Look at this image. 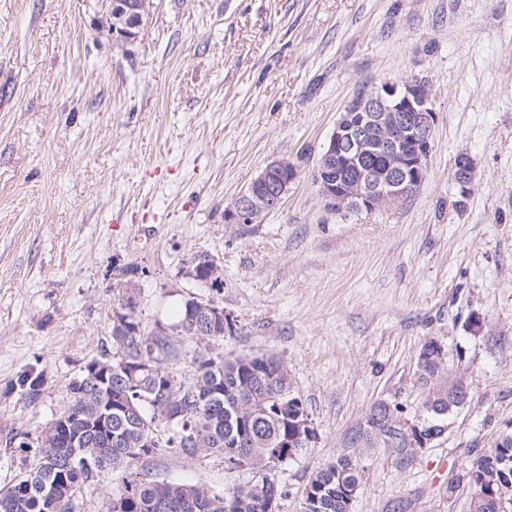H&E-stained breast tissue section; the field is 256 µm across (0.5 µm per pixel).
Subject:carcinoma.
I'll return each mask as SVG.
<instances>
[{
    "instance_id": "cac0c4a2",
    "label": "carcinoma",
    "mask_w": 512,
    "mask_h": 512,
    "mask_svg": "<svg viewBox=\"0 0 512 512\" xmlns=\"http://www.w3.org/2000/svg\"><path fill=\"white\" fill-rule=\"evenodd\" d=\"M390 164L387 155L376 151L364 161L378 174ZM166 328L170 335L157 336L139 322L131 335L111 336L117 359L105 351L81 369L70 384L68 411L35 437L29 469L0 493V512H72L75 498L101 472L127 470L163 448H174L187 458L219 453L265 474L230 494L146 474L125 477L107 512H260L262 499L282 497L266 466L277 452H285L272 446L288 429L290 403L280 396L283 363L268 354L224 358L198 351L190 360V373L179 376L163 361L180 359L193 331L211 333L209 342L224 339V325L208 326L202 308H191L185 300ZM151 359L158 361V372L139 370L141 361ZM18 385L22 395L34 401L42 375L26 369ZM126 405L135 414L126 416ZM109 406L112 418L101 427L92 424ZM475 462L488 479L512 483V443L492 448ZM342 482H361L356 463L346 457L312 476L309 484L324 499L322 512H342L336 506V486Z\"/></svg>"
}]
</instances>
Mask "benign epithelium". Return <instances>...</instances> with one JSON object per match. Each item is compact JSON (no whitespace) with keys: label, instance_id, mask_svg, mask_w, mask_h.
I'll return each instance as SVG.
<instances>
[{"label":"benign epithelium","instance_id":"1","mask_svg":"<svg viewBox=\"0 0 512 512\" xmlns=\"http://www.w3.org/2000/svg\"><path fill=\"white\" fill-rule=\"evenodd\" d=\"M112 35L121 43H131L139 37L142 20L135 18L142 7L135 0H113ZM361 112L360 121H351L352 113ZM438 112L433 107V96L427 80L414 76L401 82L384 81L380 87L366 91L350 100L337 120L332 134L323 147L315 169L316 184L320 195L333 201L341 212L349 209L373 212L389 209L415 194L427 175V160L431 151L434 127ZM372 148L391 159L389 174L376 176L371 170L357 166L362 150ZM357 168V175L347 186L334 178L337 165ZM295 177L293 164L286 159L271 161L242 192L224 209V223L252 224L261 210L279 206L288 193ZM454 179L464 188L475 181V166L471 158L462 157L455 167ZM209 270V278L202 279L197 273ZM186 275L189 279L209 285L222 278V266L208 254H198L189 263ZM131 301L122 304L114 313L113 334L128 333V322L137 321V295L134 285L128 286ZM431 365L442 369L445 354L441 347L429 343L419 355V367ZM448 406L458 407L467 403L468 389L462 384L448 386ZM447 429L445 424H429L413 428V443L422 446L440 437ZM313 429L308 414L299 410L290 415V433L275 442L276 447L288 449L292 456L299 445L311 442ZM478 498L495 506L512 499V484L478 494Z\"/></svg>","mask_w":512,"mask_h":512}]
</instances>
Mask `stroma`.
Wrapping results in <instances>:
<instances>
[{"label": "stroma", "mask_w": 512, "mask_h": 512, "mask_svg": "<svg viewBox=\"0 0 512 512\" xmlns=\"http://www.w3.org/2000/svg\"><path fill=\"white\" fill-rule=\"evenodd\" d=\"M413 75L439 114L424 183L390 210H329L313 172L346 102ZM0 86V489L33 459L22 434L67 411L111 349L131 269L145 328L213 300L232 329L210 351L287 366L315 436L273 470L279 512L345 456L362 476L352 512H469L466 472L512 426V0H153L126 45L105 0H0ZM281 157L297 176L280 208L225 223ZM199 253L222 287L186 277ZM430 342L469 401L421 447L368 433L380 402L424 425ZM133 470L227 493L254 480L172 448ZM18 385L20 386L22 395L26 396V399L29 401H34L39 397L41 392L43 385L42 375L34 371L33 368L26 369L19 375Z\"/></svg>", "instance_id": "35a3bbf8"}]
</instances>
